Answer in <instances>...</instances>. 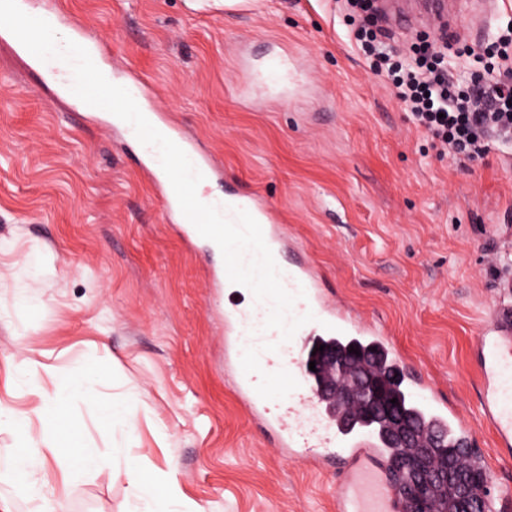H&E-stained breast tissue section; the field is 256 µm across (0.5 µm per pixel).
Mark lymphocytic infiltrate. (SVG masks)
Masks as SVG:
<instances>
[{
    "mask_svg": "<svg viewBox=\"0 0 512 512\" xmlns=\"http://www.w3.org/2000/svg\"><path fill=\"white\" fill-rule=\"evenodd\" d=\"M369 50L386 65L413 122L453 156L473 161L484 155L487 141L512 139V86L499 81L512 75L511 36L488 50L498 60L496 74L476 81L468 91L450 80L432 43L416 45L402 61L394 59L392 47L378 37H371Z\"/></svg>",
    "mask_w": 512,
    "mask_h": 512,
    "instance_id": "lymphocytic-infiltrate-1",
    "label": "lymphocytic infiltrate"
}]
</instances>
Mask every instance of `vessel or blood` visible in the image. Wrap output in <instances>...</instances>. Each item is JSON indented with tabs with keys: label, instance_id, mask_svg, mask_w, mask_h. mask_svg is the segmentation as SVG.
<instances>
[{
	"label": "vessel or blood",
	"instance_id": "vessel-or-blood-1",
	"mask_svg": "<svg viewBox=\"0 0 512 512\" xmlns=\"http://www.w3.org/2000/svg\"><path fill=\"white\" fill-rule=\"evenodd\" d=\"M67 32V31H66ZM68 39L85 47L96 66H103L100 43L80 27L67 32ZM45 77L63 95H70L73 84L71 68L59 60L41 63ZM146 118L161 133L175 142L187 154L193 165L212 181L218 174L211 159L199 151L153 105L144 104ZM144 168L162 188L161 200L168 214L177 215L183 240L193 242L199 233L183 217L172 185L163 171L155 148L142 150ZM200 201L216 205L227 217L236 210L248 211L260 224L264 240L273 256L283 254V232L277 210L263 202L258 194L225 192L224 196L200 194ZM281 281L285 289L296 294L292 316L313 313L312 322L301 326L292 344H285L281 333L269 331L270 342L262 357L243 366L238 374L236 390L252 413L267 412L277 393L288 396V407L296 423L317 419L326 434L313 440L302 435H289L288 445L303 449L306 456L345 463L343 487L338 501L339 512H402V503L394 489L392 450L379 424L364 421H344L333 411L332 397L319 393L305 369L311 341L348 343L355 341L382 351L392 367L404 362L383 329L365 323L343 309L324 302L320 279L305 258H297L284 268ZM269 314L266 303L253 302L247 308L224 311V333L247 336L255 326L264 325ZM479 370L483 377L482 417L495 429L500 447L512 446V304L497 303L485 318L478 336ZM409 403L425 428H440L448 434L451 444L470 446L475 438L472 425L449 405L433 385L417 372H410L402 384Z\"/></svg>",
	"mask_w": 512,
	"mask_h": 512
}]
</instances>
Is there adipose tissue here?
<instances>
[{
    "mask_svg": "<svg viewBox=\"0 0 512 512\" xmlns=\"http://www.w3.org/2000/svg\"><path fill=\"white\" fill-rule=\"evenodd\" d=\"M99 378L98 369L89 367L78 375L56 379L49 411L52 424L40 436H32L23 424H16L19 447L0 454V476L10 480L14 496L45 503L54 501L53 486L37 477L38 471L47 465L63 481L78 478L81 470L76 464L74 441L80 428L67 411L76 402L94 408L93 388ZM127 476L140 512H205L201 504L184 495L176 470L159 473L144 467L128 471Z\"/></svg>",
    "mask_w": 512,
    "mask_h": 512,
    "instance_id": "obj_1",
    "label": "adipose tissue"
}]
</instances>
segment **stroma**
Masks as SVG:
<instances>
[{"instance_id":"35a3bbf8","label":"stroma","mask_w":512,"mask_h":512,"mask_svg":"<svg viewBox=\"0 0 512 512\" xmlns=\"http://www.w3.org/2000/svg\"><path fill=\"white\" fill-rule=\"evenodd\" d=\"M141 75L160 111L222 168L214 191L256 190L323 275L331 303L382 326L407 363L471 421L493 491L512 460L479 415L475 337L512 299V142L470 162L440 152L373 68L342 0H264L228 13L184 0H48ZM448 34V74L471 85L462 48L512 33V6L468 0ZM286 54L290 87L254 62ZM109 116L69 107L0 43V453L15 422L40 435L56 377L92 366L96 410L74 404L88 449L62 482L67 512H133L111 451L112 400L131 397L145 462L177 468L206 512H337L342 470L274 445L224 371L203 269L218 255L167 223L142 156Z\"/></svg>"}]
</instances>
